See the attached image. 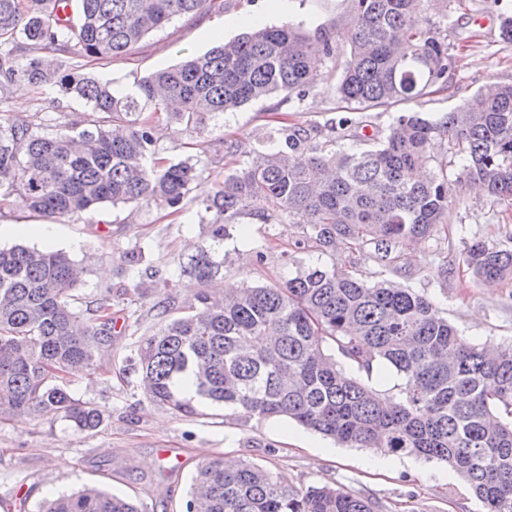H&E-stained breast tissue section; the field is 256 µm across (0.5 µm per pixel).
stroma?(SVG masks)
Here are the masks:
<instances>
[{"mask_svg": "<svg viewBox=\"0 0 512 512\" xmlns=\"http://www.w3.org/2000/svg\"><path fill=\"white\" fill-rule=\"evenodd\" d=\"M223 8L174 17L146 35L130 56L103 65L86 63V71L122 87L189 54H200L249 31L253 16L272 25L292 18L316 34L331 29L346 45L347 0H293L290 13L272 9L269 0H223ZM448 17L452 65L448 88L427 98L423 112L444 117L480 88L512 82V48L499 40V19L486 0H463ZM321 80L300 102L274 94L224 112L206 128L169 122L155 115L163 157L197 156L203 186L211 188L225 172L246 161L259 140L283 124L325 128L337 119L335 85L341 70L318 63ZM10 109L27 118L37 112H85L71 96L12 93ZM205 211L189 195L181 211L119 204L52 222L45 240L43 218L19 202L0 210V246L52 247L68 253L82 269L77 294L84 308L109 300L117 322L112 348L94 374L69 375L71 396L97 407L103 425L76 431L62 416L34 419L0 412V512H38L48 498L97 486L135 500L144 512H185L197 464L221 457L267 467L289 485L306 489L329 486L377 502L380 512H480L467 485L450 468L415 455H389L386 463L366 460L361 448H335L331 439L287 418L243 420L223 407L202 404L193 416L172 413L147 400L138 378L125 369L141 337L160 325L158 303L173 296L188 300L198 282L182 266L209 250L224 261L217 284L273 285L287 278L297 225L261 224L249 218L230 225L223 243H213ZM512 231V207L495 201L469 183L456 185L448 222L430 238L412 241L397 268L359 261L370 281L387 279L427 295L469 344L512 343V278L493 286L477 285L464 262L467 243L481 238L505 243ZM140 253L129 266L127 253ZM172 449L173 459L159 451Z\"/></svg>", "mask_w": 512, "mask_h": 512, "instance_id": "obj_1", "label": "stroma"}]
</instances>
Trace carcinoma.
<instances>
[{"instance_id": "obj_1", "label": "carcinoma", "mask_w": 512, "mask_h": 512, "mask_svg": "<svg viewBox=\"0 0 512 512\" xmlns=\"http://www.w3.org/2000/svg\"><path fill=\"white\" fill-rule=\"evenodd\" d=\"M456 0H349L348 49L288 20L255 27L206 53L156 71L125 90L80 72L66 59L111 62L147 34L212 0H0V205L13 194L39 217L72 218L107 204L181 210L201 187L198 160L163 163L153 121L142 109L204 128L215 116L273 93L304 100L317 84V58L344 55L336 96L346 112L421 106L448 84L451 56L441 20ZM74 96L89 107L53 123L5 111L13 85ZM357 122L329 134L299 124L278 130L241 168L203 193L212 240L247 215L300 227L295 250L328 252L341 241L359 256L392 263L417 237L446 223L452 197L444 142L462 173L512 205V83L479 89L439 120L401 113L364 149ZM432 159L438 173L418 181ZM466 263L485 285L512 277V248L482 239ZM224 262L204 250L184 272L203 288L180 306L159 304L162 327L130 359L150 402L196 414L178 382L193 374L198 401L245 418L287 417L344 447L385 448L450 466L482 512H512V344H459L436 303L392 281L368 283L335 264L300 265L274 285H247L231 302L209 282ZM79 274L66 253L0 249V406L33 417L63 415L80 432L103 423L66 388L74 370L96 372L112 346V308L87 317L77 305ZM181 315L166 316L174 311ZM334 346L369 373L379 362L403 378L385 396L338 364ZM41 512H143L132 499L88 486L46 500ZM186 512H378L372 500L328 486L298 490L249 461L200 462Z\"/></svg>"}]
</instances>
